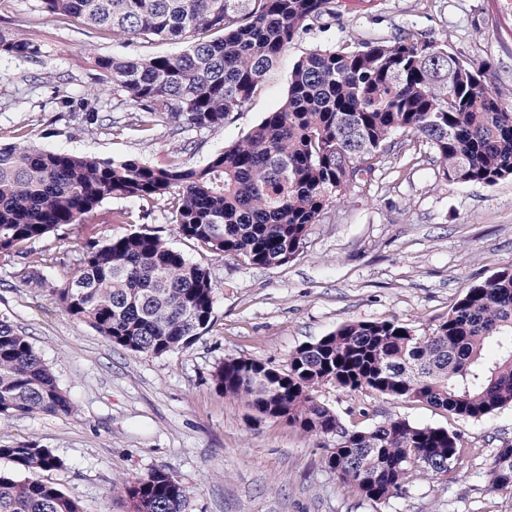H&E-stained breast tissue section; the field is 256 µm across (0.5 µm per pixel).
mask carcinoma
Instances as JSON below:
<instances>
[{"mask_svg": "<svg viewBox=\"0 0 512 512\" xmlns=\"http://www.w3.org/2000/svg\"><path fill=\"white\" fill-rule=\"evenodd\" d=\"M72 26L125 41L184 43L175 55L100 54L99 84L126 127L166 124L214 130L250 101L266 73L309 25L334 18L340 0H40ZM39 47L0 35V56L28 59ZM484 64L463 65L448 50L407 32L398 41L316 49L290 74L288 94L241 141L202 167H156L138 158L101 160L40 146L29 131L0 148V258L24 260L19 277L50 292L62 311L131 354L188 347L214 321L209 269L136 232L88 241L63 283L47 271L57 258L24 245L64 226L90 224L103 203L169 200L172 223L204 250L278 267L300 252L310 227L347 190L367 183L392 137L409 133L436 153L450 184L494 186L512 179V107L483 80ZM83 123L115 124L83 98ZM497 357H484L487 344ZM215 388L262 419L331 441L325 466L360 496L386 502L421 477L450 481L473 448L445 427L388 417L357 429L318 398L331 385L391 400L427 402L479 420L512 405V268L469 288L429 334L397 321H352L297 348L282 370L227 357ZM67 392L28 337L0 317V416L69 415ZM25 476L0 474V512H81L37 473L62 467L35 443L0 447ZM494 490L512 489V445L487 471ZM127 512H185L187 494L155 470L113 485Z\"/></svg>", "mask_w": 512, "mask_h": 512, "instance_id": "cac0c4a2", "label": "carcinoma"}]
</instances>
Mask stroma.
I'll use <instances>...</instances> for the list:
<instances>
[{
    "label": "stroma",
    "mask_w": 512,
    "mask_h": 512,
    "mask_svg": "<svg viewBox=\"0 0 512 512\" xmlns=\"http://www.w3.org/2000/svg\"><path fill=\"white\" fill-rule=\"evenodd\" d=\"M0 13L8 18L1 35L20 32L40 48L29 60L0 58V145L15 143L22 128L50 150L202 166L280 106L294 64L311 50L391 43L409 31L484 63L485 82L512 105V0H343L336 18L312 24L289 44L222 128L172 136L160 127L146 137L80 128L63 102L94 88L95 55H141L147 49L139 42L96 33L76 40L38 0H8ZM14 16L27 18V26L11 25ZM394 141L371 180L330 206L299 255L281 267L203 250L176 232L162 201L113 199L93 223L32 242V250L57 257L51 277L58 282L73 273L89 240L135 231H158L168 246L209 268L213 325L180 351L133 355L113 347L47 292L24 284L16 262L0 259V316L30 337L73 402L68 416L0 417V446L50 449L63 465L43 472V480L78 500L83 512H125L113 483L154 470L182 482L186 512H512V491L491 490L485 476L498 448L512 445V406L463 420L424 402L324 386L321 401L346 424L368 427L398 416L457 431L473 449L452 481L423 478L380 503L345 488L325 467L321 439L252 417L212 382L227 356L284 368L299 346L349 321L395 320L431 332L467 288L512 268V180L451 185L428 144L402 134ZM118 210L130 212V223H112ZM360 408L366 416L354 417Z\"/></svg>",
    "instance_id": "1"
}]
</instances>
